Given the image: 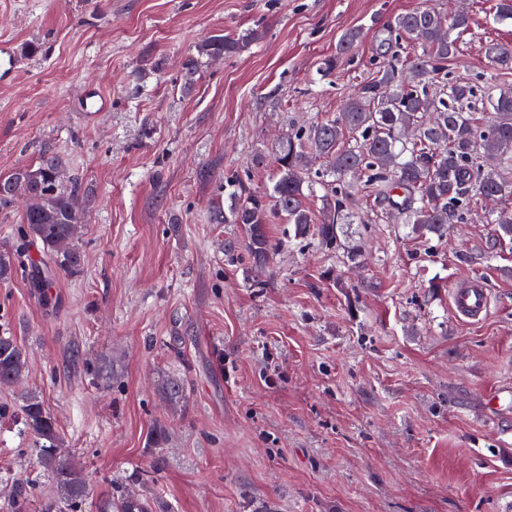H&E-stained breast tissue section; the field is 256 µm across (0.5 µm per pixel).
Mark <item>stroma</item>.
I'll list each match as a JSON object with an SVG mask.
<instances>
[{"label":"stroma","instance_id":"35a3bbf8","mask_svg":"<svg viewBox=\"0 0 512 512\" xmlns=\"http://www.w3.org/2000/svg\"><path fill=\"white\" fill-rule=\"evenodd\" d=\"M495 3L0 0V40L23 59L0 82V177L53 149L83 207L78 274L44 297L27 275L0 282L29 360L0 403L43 401L91 481L84 512H110L115 482L166 512H496L512 499V416L491 406L512 386V246L490 247L485 212L428 241L347 224L343 250L308 238L260 269L243 225L210 220L229 206L227 178L246 171L251 189H271L279 139L334 118L370 79L380 30L409 9L468 15L449 76L512 84L485 55L512 44ZM351 29L362 32L352 57L321 74ZM252 31L237 54H198L210 37ZM91 84L111 100L94 117L80 110ZM25 208L0 209V253L38 261L16 237ZM466 277L490 290L477 322L448 303ZM170 378L187 387L174 407L158 392ZM158 422L168 437L155 449ZM16 428L0 422V473L32 480L30 512H43L63 495Z\"/></svg>","mask_w":512,"mask_h":512}]
</instances>
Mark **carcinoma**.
Masks as SVG:
<instances>
[{
  "instance_id": "1",
  "label": "carcinoma",
  "mask_w": 512,
  "mask_h": 512,
  "mask_svg": "<svg viewBox=\"0 0 512 512\" xmlns=\"http://www.w3.org/2000/svg\"><path fill=\"white\" fill-rule=\"evenodd\" d=\"M469 27V17L452 20L426 7L399 15L387 26L389 40L410 42L417 51L405 67L375 60L372 78L349 97L333 119L301 126L285 136L274 157L272 192L250 191L242 179L227 184L229 212H212L216 224L248 227L247 254L256 266L265 265L275 247L267 225L279 217L292 226L288 239L315 234L322 247L338 248L345 224H366L358 197L371 202L372 213L393 218L418 238H442L450 224H466L482 206L483 198L512 200V87L485 94L488 120L476 117V86L448 81V61L457 57L458 42ZM361 33L350 29L336 54L322 61V72L332 74L358 44ZM248 40L214 36L200 48L208 57L232 55ZM486 55L501 69H512V46L491 43ZM322 161L321 174L312 178L311 165ZM61 158L46 151L38 166L0 177V208L12 206L17 196L27 202L18 227L24 243H39L46 256L34 266L35 285L50 288L57 275L75 274L83 263L77 246L81 219V187L62 178ZM320 186L321 207H311ZM491 247L512 243V212L502 210ZM26 271L0 254V281ZM26 350L8 330L0 331V390L15 386L27 369ZM162 398L177 405L186 398L183 381L168 379L160 386ZM19 417L22 431L35 438L43 469L63 490L64 506L47 505V512H82L88 482L63 458V440L43 402L35 395L21 399L16 409L0 404V420ZM11 480L12 512H26L29 483ZM112 512H157L155 502L120 484L112 486Z\"/></svg>"
}]
</instances>
